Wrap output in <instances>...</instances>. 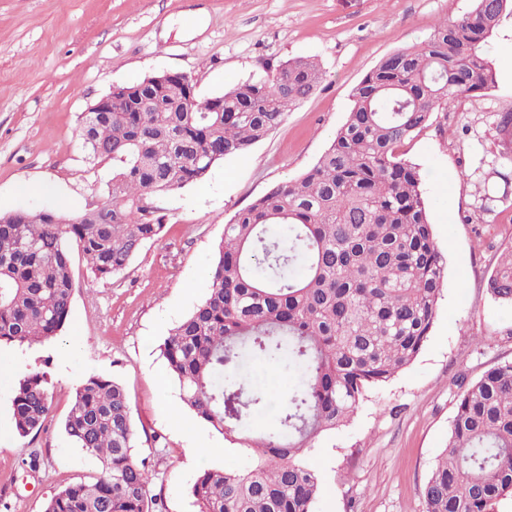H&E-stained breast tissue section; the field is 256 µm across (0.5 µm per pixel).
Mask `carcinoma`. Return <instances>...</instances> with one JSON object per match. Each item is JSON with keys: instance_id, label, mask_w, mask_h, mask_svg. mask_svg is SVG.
Segmentation results:
<instances>
[{"instance_id": "carcinoma-1", "label": "carcinoma", "mask_w": 512, "mask_h": 512, "mask_svg": "<svg viewBox=\"0 0 512 512\" xmlns=\"http://www.w3.org/2000/svg\"><path fill=\"white\" fill-rule=\"evenodd\" d=\"M512 0H475L467 16L381 59L352 89L345 122L317 162L238 211L208 291L161 350L181 401L225 439L252 451L244 471L208 469L192 481L197 512H312L320 480L305 463L321 435L344 426L372 389L417 358L444 287L416 165L405 141L459 96L489 89L496 74L488 39ZM323 80L310 57L253 75L194 105L191 77L162 74L112 88V111L82 117L89 154L112 161L103 202L73 221L57 213H0V345L55 337L69 319L72 253L95 277L123 271L159 238L154 198L201 180L243 154ZM491 293L512 302V252L502 255ZM295 377L288 400L258 435L249 421L271 396L256 366ZM52 407L50 375L17 379L14 431H39ZM95 457L100 474L47 499L44 512H154L151 476L133 456L137 433L125 385L90 375L62 423ZM512 495V361L471 383L456 402L448 442L422 491L425 512H495Z\"/></svg>"}]
</instances>
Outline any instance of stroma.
<instances>
[{"mask_svg": "<svg viewBox=\"0 0 512 512\" xmlns=\"http://www.w3.org/2000/svg\"><path fill=\"white\" fill-rule=\"evenodd\" d=\"M474 0H0V212L97 206L111 162L88 157L84 112L112 87L163 71L192 77L199 96L298 56L323 70L319 89L251 150L225 158L191 185L158 195L165 217L118 275L101 280L73 260L71 314L60 336L0 348L19 371L47 370L53 408L26 439L13 430V381L0 382V512H43L62 487L98 462L61 429L75 388L91 374L127 388L134 454L152 478L157 512H195L192 480L207 469L244 470L247 449L204 422L185 433L160 345L205 297L215 249L235 213L298 178L328 148L354 86L386 55L425 40L437 21ZM494 86L450 103L401 148L418 165L445 284L429 341L348 424L320 437L306 463L321 481L313 512H424L423 485L448 441L461 391L512 361V302L488 280L512 248V193L483 210L487 186L512 170L500 113L512 110V14L488 43Z\"/></svg>", "mask_w": 512, "mask_h": 512, "instance_id": "35a3bbf8", "label": "stroma"}]
</instances>
